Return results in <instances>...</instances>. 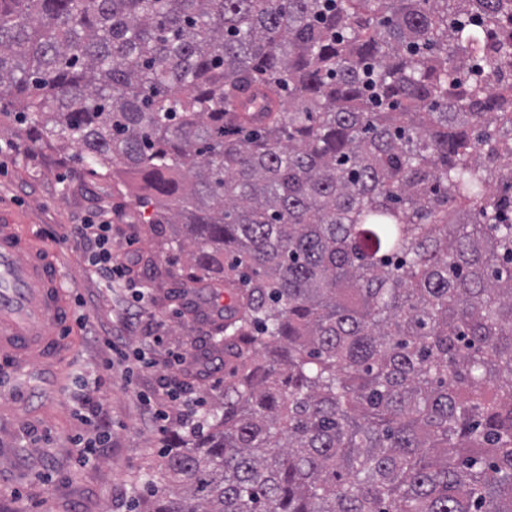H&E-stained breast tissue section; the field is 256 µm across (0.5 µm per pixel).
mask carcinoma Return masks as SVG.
Segmentation results:
<instances>
[{
    "instance_id": "cac0c4a2",
    "label": "carcinoma",
    "mask_w": 512,
    "mask_h": 512,
    "mask_svg": "<svg viewBox=\"0 0 512 512\" xmlns=\"http://www.w3.org/2000/svg\"><path fill=\"white\" fill-rule=\"evenodd\" d=\"M512 0H0V125L78 146L217 311L139 512H512Z\"/></svg>"
}]
</instances>
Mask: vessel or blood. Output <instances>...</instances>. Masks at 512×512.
<instances>
[{
	"label": "vessel or blood",
	"instance_id": "vessel-or-blood-1",
	"mask_svg": "<svg viewBox=\"0 0 512 512\" xmlns=\"http://www.w3.org/2000/svg\"><path fill=\"white\" fill-rule=\"evenodd\" d=\"M71 303L51 254L0 213V367L40 370L62 355Z\"/></svg>",
	"mask_w": 512,
	"mask_h": 512
}]
</instances>
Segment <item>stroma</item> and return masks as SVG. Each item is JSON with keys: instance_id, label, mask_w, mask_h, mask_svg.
<instances>
[{"instance_id": "1", "label": "stroma", "mask_w": 512, "mask_h": 512, "mask_svg": "<svg viewBox=\"0 0 512 512\" xmlns=\"http://www.w3.org/2000/svg\"><path fill=\"white\" fill-rule=\"evenodd\" d=\"M77 150H32L0 126V210L16 214L64 271L62 286L75 301L73 349L60 365L19 375L0 369V512H131L146 496V474L159 461L165 436L147 417V402L181 416L170 401L175 382L207 410L224 400L229 370L223 360L200 364L215 314L206 290L184 293L180 277L154 281L151 265L187 269L186 254L164 250L139 223L133 198L96 201L80 172ZM112 224V254L129 266V281L100 283L83 247L68 239L70 225ZM149 298L129 337L130 352L147 367L128 377L106 364L98 341L132 304L134 286ZM184 354L175 364V354ZM96 437L93 460L82 464L76 435Z\"/></svg>"}]
</instances>
